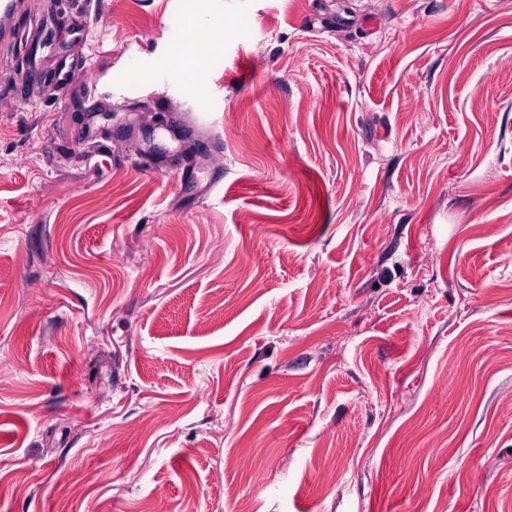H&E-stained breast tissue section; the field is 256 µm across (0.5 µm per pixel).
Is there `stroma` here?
<instances>
[{
    "label": "stroma",
    "mask_w": 512,
    "mask_h": 512,
    "mask_svg": "<svg viewBox=\"0 0 512 512\" xmlns=\"http://www.w3.org/2000/svg\"><path fill=\"white\" fill-rule=\"evenodd\" d=\"M62 12L87 86L0 65V512H512V0Z\"/></svg>",
    "instance_id": "stroma-1"
}]
</instances>
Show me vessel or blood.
<instances>
[{
	"label": "vessel or blood",
	"mask_w": 512,
	"mask_h": 512,
	"mask_svg": "<svg viewBox=\"0 0 512 512\" xmlns=\"http://www.w3.org/2000/svg\"><path fill=\"white\" fill-rule=\"evenodd\" d=\"M56 8H48L38 17L23 10V0H0V46L10 48L18 58L16 84L46 80L50 92L79 84L87 77L85 63L71 61L54 43ZM54 60L52 74H45L44 63Z\"/></svg>",
	"instance_id": "1"
}]
</instances>
